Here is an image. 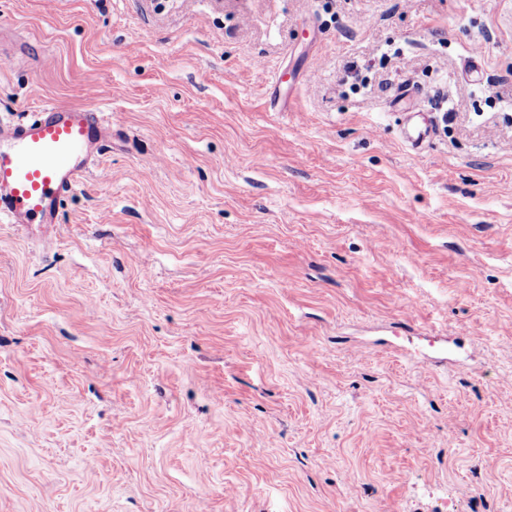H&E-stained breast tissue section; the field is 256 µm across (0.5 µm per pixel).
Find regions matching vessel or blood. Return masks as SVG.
<instances>
[{
	"instance_id": "obj_1",
	"label": "vessel or blood",
	"mask_w": 512,
	"mask_h": 512,
	"mask_svg": "<svg viewBox=\"0 0 512 512\" xmlns=\"http://www.w3.org/2000/svg\"><path fill=\"white\" fill-rule=\"evenodd\" d=\"M110 131L86 105L49 103L32 121L0 123V223L55 234L62 199L95 165Z\"/></svg>"
}]
</instances>
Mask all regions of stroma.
Masks as SVG:
<instances>
[{"label":"stroma","mask_w":512,"mask_h":512,"mask_svg":"<svg viewBox=\"0 0 512 512\" xmlns=\"http://www.w3.org/2000/svg\"><path fill=\"white\" fill-rule=\"evenodd\" d=\"M1 14L112 137L0 224V512H512V0Z\"/></svg>","instance_id":"35a3bbf8"}]
</instances>
